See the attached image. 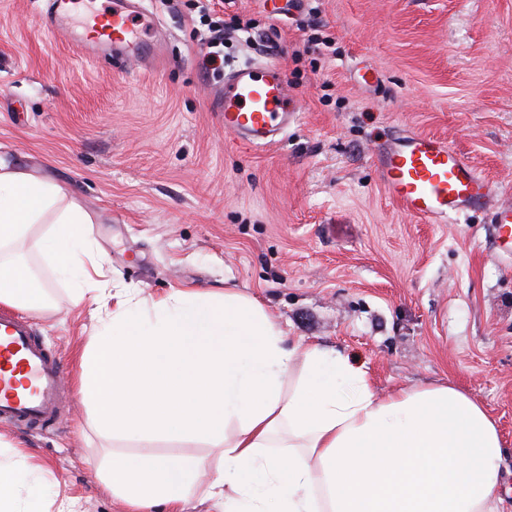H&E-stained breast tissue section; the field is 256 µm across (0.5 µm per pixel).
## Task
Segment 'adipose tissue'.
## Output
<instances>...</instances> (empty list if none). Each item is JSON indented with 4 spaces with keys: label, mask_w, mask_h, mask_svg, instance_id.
I'll use <instances>...</instances> for the list:
<instances>
[{
    "label": "adipose tissue",
    "mask_w": 512,
    "mask_h": 512,
    "mask_svg": "<svg viewBox=\"0 0 512 512\" xmlns=\"http://www.w3.org/2000/svg\"><path fill=\"white\" fill-rule=\"evenodd\" d=\"M53 220L39 250L82 267L89 216L52 181L0 160V251ZM26 266L0 260V303L39 307ZM112 333L93 336L80 389L98 425L124 437H202L222 450L211 512H501L495 420L454 385L377 394L367 369L317 344L286 346L277 321L235 288L91 299ZM303 378L285 387L295 367ZM233 433H226L227 424ZM204 461L113 454L107 487L133 512H183Z\"/></svg>",
    "instance_id": "1"
}]
</instances>
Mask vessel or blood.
<instances>
[{"instance_id": "b4317fda", "label": "vessel or blood", "mask_w": 512, "mask_h": 512, "mask_svg": "<svg viewBox=\"0 0 512 512\" xmlns=\"http://www.w3.org/2000/svg\"><path fill=\"white\" fill-rule=\"evenodd\" d=\"M141 0H121L112 12L96 15L98 37L73 36L69 0H49L47 25L73 39L85 56L102 48L132 63L153 54L155 46L135 39L130 28ZM224 131L256 147L280 141L300 116L282 71L273 64L251 63L225 73L218 100ZM374 166L389 198L405 214L436 223L485 208L495 183L460 152L438 137L405 133L380 147ZM498 246L512 253V205L493 213ZM62 367L23 317L0 314V421L24 428H47L59 418L63 398Z\"/></svg>"}]
</instances>
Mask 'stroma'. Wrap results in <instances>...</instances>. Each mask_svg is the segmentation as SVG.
<instances>
[{
	"label": "stroma",
	"mask_w": 512,
	"mask_h": 512,
	"mask_svg": "<svg viewBox=\"0 0 512 512\" xmlns=\"http://www.w3.org/2000/svg\"><path fill=\"white\" fill-rule=\"evenodd\" d=\"M233 0L256 27L224 37L225 67L279 66L300 120L253 147L224 131L201 67L202 27L181 0H146L143 38L160 61L84 57L43 24L46 0H0V154L49 178L90 215L113 285L157 300L231 286L258 300L292 343L358 358L377 392L450 383L495 418L512 512V256L490 210L444 224L410 217L372 158L402 132L439 137L512 204V0ZM368 67L373 86L354 73ZM46 285L27 317L66 366L52 429L0 423L15 469L12 512H129L103 485L113 452L220 457L202 438L115 437L79 391L99 324L83 282L34 250Z\"/></svg>",
	"instance_id": "obj_1"
}]
</instances>
